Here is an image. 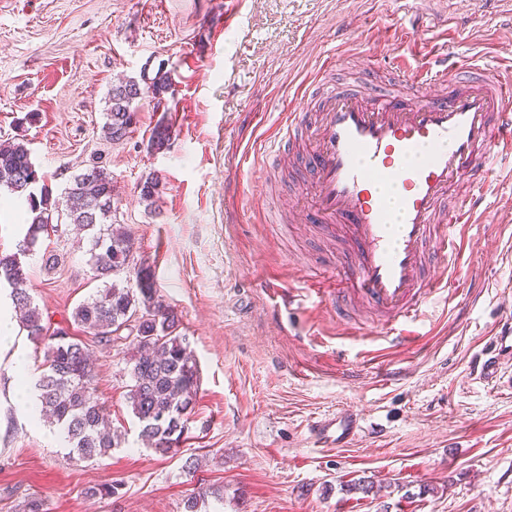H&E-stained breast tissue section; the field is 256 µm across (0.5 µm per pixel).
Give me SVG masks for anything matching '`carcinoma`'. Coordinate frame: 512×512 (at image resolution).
<instances>
[{"label":"carcinoma","mask_w":512,"mask_h":512,"mask_svg":"<svg viewBox=\"0 0 512 512\" xmlns=\"http://www.w3.org/2000/svg\"><path fill=\"white\" fill-rule=\"evenodd\" d=\"M171 77L163 67L145 68L140 79L112 86L102 130L116 142L131 133L136 120L133 103L150 97L163 105ZM171 139V127L157 124L150 147L159 150ZM39 175L22 141L0 147V190L25 197L31 222L15 252L0 253V283L9 289L22 329L35 342L48 341L42 371L33 388L40 411L81 460L109 455L118 437L105 428L106 408L91 387L93 367L87 344L66 330H50V319L29 293V279L14 272L22 257L34 251L39 234L48 226L65 222L87 235L88 265L102 283L89 299L74 307L73 324L101 342L130 340L134 352L128 369L132 385L127 401L141 427V437L156 453L166 456L183 435L194 414L199 384L197 362L186 337L181 335L177 312L157 295L146 277L138 288H118L114 274L128 267L131 240L123 227L112 223V175L94 161L70 177L58 198ZM160 178L151 172L139 183V195L152 207Z\"/></svg>","instance_id":"carcinoma-1"}]
</instances>
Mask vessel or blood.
<instances>
[{
    "label": "vessel or blood",
    "instance_id": "vessel-or-blood-1",
    "mask_svg": "<svg viewBox=\"0 0 512 512\" xmlns=\"http://www.w3.org/2000/svg\"><path fill=\"white\" fill-rule=\"evenodd\" d=\"M410 96L393 102L367 91L344 89L323 97L315 115L290 112L273 142L268 165L290 153L295 131L309 129L307 164L317 187L320 229L344 228L348 249L342 288L329 292L337 317L351 305L392 326L386 340L406 342L401 322L416 318L433 293L461 269L462 231L489 187L492 159L512 160V86L500 83L432 97L425 90L448 80L444 70L417 73L400 66ZM469 191L453 208L445 201L457 182ZM480 358L481 378L512 388V321ZM317 447L347 448L362 436L360 413L340 411L310 421Z\"/></svg>",
    "mask_w": 512,
    "mask_h": 512
}]
</instances>
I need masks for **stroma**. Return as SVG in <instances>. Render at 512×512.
<instances>
[{
    "instance_id": "obj_1",
    "label": "stroma",
    "mask_w": 512,
    "mask_h": 512,
    "mask_svg": "<svg viewBox=\"0 0 512 512\" xmlns=\"http://www.w3.org/2000/svg\"><path fill=\"white\" fill-rule=\"evenodd\" d=\"M0 0V140L20 138L54 194L95 160L112 175L115 221L134 240L121 288L149 273L182 319L200 383L173 456L146 448L127 402L130 344L88 339L97 393L121 438L79 461L43 420L21 412L0 366V512L40 496L46 512H512V389L471 379L472 357L512 309V165L499 164L448 294L433 295L411 342L385 326L337 319L325 301L341 285L346 244L318 228L315 189L299 142L266 170L246 148L273 135L305 87L406 92L398 61L448 57L489 65L512 82V0ZM164 66L167 106L135 103L119 143L100 133L108 92ZM167 122L166 148L149 146ZM157 173L152 207L142 176ZM25 200L0 195V253L28 228ZM59 254L55 270L44 252ZM31 293L52 327L99 283L73 233L42 234L25 259ZM298 294L275 313L277 291ZM352 410L366 434L318 448L307 420ZM379 495L355 491L359 479ZM112 484V496L86 488Z\"/></svg>"
}]
</instances>
